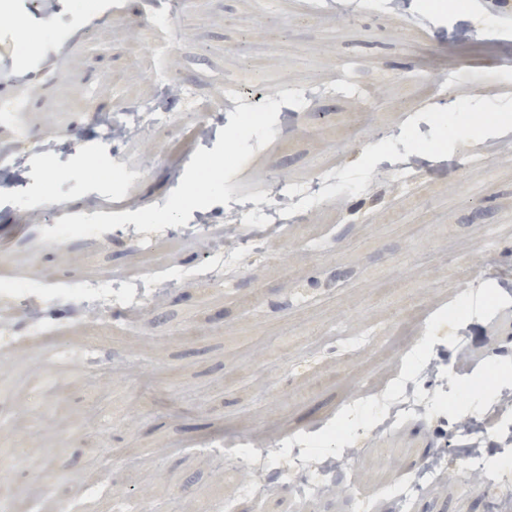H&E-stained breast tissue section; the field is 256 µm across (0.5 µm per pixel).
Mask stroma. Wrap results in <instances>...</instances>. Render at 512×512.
<instances>
[{
    "mask_svg": "<svg viewBox=\"0 0 512 512\" xmlns=\"http://www.w3.org/2000/svg\"><path fill=\"white\" fill-rule=\"evenodd\" d=\"M0 0V98L23 95L30 137L25 154L0 134V268L23 283L57 289L34 337L0 351V466L17 501L8 512H84L122 496L138 512L176 500L183 512H216L237 502L244 473L211 463L232 448L244 458L274 445L310 468L330 463L328 496L305 512H490L491 493L441 478L407 507L390 496L393 471L413 472L429 454L456 448L461 418L483 424L512 391V40L477 68L451 34L512 29V0L480 10L448 0H402L397 11L372 0H152L174 26L139 58L125 54L148 18L129 0ZM39 37L19 54L14 19ZM51 32H44V21ZM177 72L185 98L163 93ZM374 89L363 101L346 83ZM148 140L106 134L96 114L127 120L142 102ZM260 107L263 124L245 123ZM203 121L207 134L170 156L174 125ZM224 161L223 185L198 192L200 171ZM414 161L416 189L402 193L395 165ZM333 170L338 186L300 202L297 222L251 249L248 201L263 198L276 218L272 185H307ZM58 198L51 222L23 211ZM193 205H185L187 196ZM61 224L94 233L59 239ZM204 224V237L183 235ZM235 226L247 260L215 284V243ZM153 230L149 246L137 235ZM482 266L479 281L468 268ZM170 283L161 301L113 303L90 315L66 291L89 282L115 288ZM484 296L481 310L468 296ZM459 306L457 322L434 318ZM428 317L426 354L435 366L424 391L445 399L383 439L358 440L353 467L334 465L343 444L327 427L373 422L380 403L350 410L355 386L385 385L410 350L395 332L409 312ZM67 348L71 359L57 358ZM63 396L38 401L47 378ZM22 461H15L16 450Z\"/></svg>",
    "mask_w": 512,
    "mask_h": 512,
    "instance_id": "obj_1",
    "label": "stroma"
}]
</instances>
